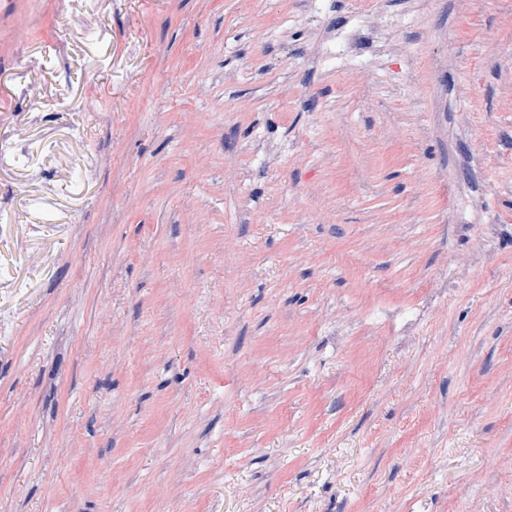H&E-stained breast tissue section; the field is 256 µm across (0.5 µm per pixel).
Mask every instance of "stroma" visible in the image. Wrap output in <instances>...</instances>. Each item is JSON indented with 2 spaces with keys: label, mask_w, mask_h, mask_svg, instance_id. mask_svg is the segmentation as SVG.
<instances>
[{
  "label": "stroma",
  "mask_w": 512,
  "mask_h": 512,
  "mask_svg": "<svg viewBox=\"0 0 512 512\" xmlns=\"http://www.w3.org/2000/svg\"><path fill=\"white\" fill-rule=\"evenodd\" d=\"M1 129L0 512H512V0H0Z\"/></svg>",
  "instance_id": "obj_1"
}]
</instances>
